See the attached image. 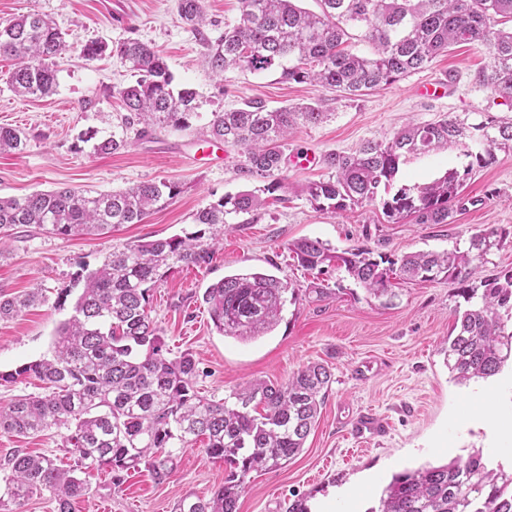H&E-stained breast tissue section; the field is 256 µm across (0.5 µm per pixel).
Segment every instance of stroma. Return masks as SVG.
Returning <instances> with one entry per match:
<instances>
[{"label": "stroma", "mask_w": 512, "mask_h": 512, "mask_svg": "<svg viewBox=\"0 0 512 512\" xmlns=\"http://www.w3.org/2000/svg\"><path fill=\"white\" fill-rule=\"evenodd\" d=\"M203 33L180 19L176 0H0V20L27 12L46 15L64 33L69 49L57 60V88L40 99L23 100L9 80L15 60L0 56V127L23 130L27 146L19 155H0V196L23 197L59 188L104 192L148 180L177 183L179 194L141 224H124L100 235L56 236L35 229L12 230L8 258L0 260V291L21 295L41 289L45 300L18 317L0 320V372L50 356L56 328L73 312L79 274L94 270L112 249L141 240L195 231L197 210L227 195L263 186L243 175L241 148L225 146L223 160L208 163L198 152V131L169 130L115 154L94 153L80 142L87 128L105 127L119 111L117 89L134 77L120 59L85 60L80 50L91 40L108 44L134 38L154 46L181 86L201 96L202 111L233 109L248 100L268 108L320 103L328 117L299 127L284 152V200L270 201L228 225L224 243L208 266L177 267L150 291L151 316L167 349L191 353L197 365L196 388L221 399L251 380L281 383L309 362L327 363L333 373L328 396L303 451L281 468L254 472L239 500L238 512H288L294 501L316 512L332 502L335 512H376L383 487L393 474L431 461H446L475 449L505 461L512 438H495L467 417L495 407V424L512 425V368L493 378L458 384L440 349L460 303L451 280L404 283L393 299L377 298L336 268L302 267L289 251L301 238L320 239L337 252L369 249L390 258L417 251L466 246L470 235L496 226L512 231V154L475 173L452 204L445 224L386 223L380 204L341 216L320 212L299 192L320 179L322 164L297 166V154L322 156L349 152L368 140H385L406 124H424L446 114L489 112L512 116V104L479 87L486 53L453 46L425 69L393 85L357 98L311 84L282 81L273 72L237 70L216 78L206 63L205 38H218L239 13V0H204ZM445 89L439 98L418 93L423 83ZM472 144L407 157L397 185H421L463 168ZM274 269L299 290L283 320L268 335L250 342L215 330L200 296L210 283L238 269ZM366 413L387 425L384 436L370 437L356 452L353 424ZM61 430L34 436L0 432V462L22 449L69 460ZM203 441L179 452L164 481L145 469L125 474L114 485L108 473L95 474L73 512H176L187 496H209L223 484L226 467L204 455Z\"/></svg>", "instance_id": "35a3bbf8"}]
</instances>
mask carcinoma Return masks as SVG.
I'll list each match as a JSON object with an SVG mask.
<instances>
[{
	"mask_svg": "<svg viewBox=\"0 0 512 512\" xmlns=\"http://www.w3.org/2000/svg\"><path fill=\"white\" fill-rule=\"evenodd\" d=\"M310 12L299 0H240V14L224 23V36L207 43L213 73L237 69L277 72L280 79L306 83L355 98L392 85L428 66L451 45L486 48L490 63L478 84L512 101V0H318ZM184 22L193 29L206 21L202 0H178ZM371 45L364 55L352 39ZM67 50L61 30L40 13L0 21V55L17 61L10 86L21 99L43 98L56 89V59ZM111 53L134 74V83L117 90L124 111L112 125L89 130L93 152L113 154L153 139L169 128L188 130L206 119L200 134L243 149L241 171L269 180L272 194L287 188L282 172L286 141L299 125L322 122L315 104L268 108L260 101L241 108L202 112L200 95L174 86L164 59L148 44L127 39L112 46L86 43L81 53L94 60ZM461 139L474 145L463 170L451 169L423 185L389 190L409 155L425 154ZM26 134L0 127V154H19ZM512 154V119L485 113L447 115L411 124L383 142L368 140L352 152L323 155L328 177L303 185L301 195L315 209L340 215L381 201L390 224L412 218L418 224H446L451 203L474 168ZM179 194L168 181H143L95 195L62 188L25 197H0V231L35 226L55 235H81L122 224H140ZM254 192L227 195L194 216L200 226L185 236L140 241L112 254L84 277L74 314L56 329L51 358L32 361L0 377L41 382L42 392L0 406V432L35 435L65 429V448L73 465L59 467L47 455L21 449L0 464V488L20 504L44 490L53 492L57 512H72L102 470L121 482V473L144 465L157 480L168 477L176 451L198 438L203 452L229 467L224 484L208 497H188L177 512H238L251 472L275 469L304 448L333 382L329 366L308 363L282 383L249 382L219 400L195 390L196 361L188 352L170 355L149 310V291L174 267L206 265L224 241V226L262 208ZM512 233L489 226L469 237L466 249L419 251L398 259L374 257L369 249L337 253L319 239L288 245L311 270L336 266L371 295L394 297L391 273L412 282L452 278L465 306L456 307L444 364L459 383L486 380L512 361V269L473 282L492 249ZM389 267H382V264ZM287 280L253 270H238L205 288L202 298L215 330L247 342L265 336L283 319ZM44 300L42 292L9 296L0 292V319L11 318ZM377 512H512V472L493 463L482 450L444 463L396 474L384 487Z\"/></svg>",
	"mask_w": 512,
	"mask_h": 512,
	"instance_id": "cac0c4a2",
	"label": "carcinoma"
}]
</instances>
